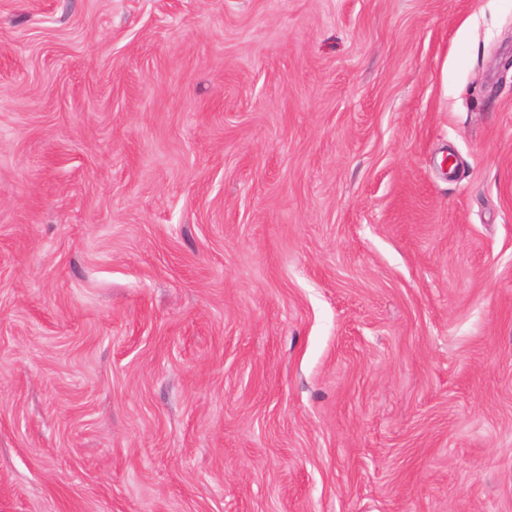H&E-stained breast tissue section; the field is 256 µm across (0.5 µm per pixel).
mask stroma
Here are the masks:
<instances>
[{"instance_id":"obj_1","label":"stroma","mask_w":512,"mask_h":512,"mask_svg":"<svg viewBox=\"0 0 512 512\" xmlns=\"http://www.w3.org/2000/svg\"><path fill=\"white\" fill-rule=\"evenodd\" d=\"M0 512H512V0H0Z\"/></svg>"}]
</instances>
